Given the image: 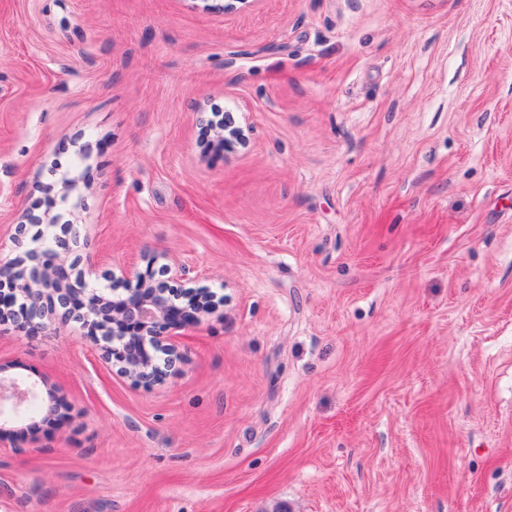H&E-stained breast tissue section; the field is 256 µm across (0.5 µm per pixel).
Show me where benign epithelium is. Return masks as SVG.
Returning a JSON list of instances; mask_svg holds the SVG:
<instances>
[{"mask_svg": "<svg viewBox=\"0 0 512 512\" xmlns=\"http://www.w3.org/2000/svg\"><path fill=\"white\" fill-rule=\"evenodd\" d=\"M214 143L223 147L246 145L245 125L232 113L224 115V129L214 133ZM33 224L60 227L64 234L77 235L71 223L58 225L50 212L41 217L31 214ZM156 259H146V269L121 268L114 276L122 288L120 294H105L91 288L80 260L69 252L39 248L24 256L0 262V305H12L21 297V311L28 321L51 318L56 304L66 308L65 315L84 320L90 329L88 338L102 345L105 357L117 372L134 381L152 385L162 381L166 369L182 360L178 351V331L196 325L202 315L217 309L214 295L208 291L188 288L186 303L177 304L170 289L154 280ZM8 294H3V289ZM167 355L164 365L157 363V353ZM43 392L39 383L7 375V366L0 365V439L13 433L12 426L31 418L28 406L43 408Z\"/></svg>", "mask_w": 512, "mask_h": 512, "instance_id": "1", "label": "benign epithelium"}]
</instances>
